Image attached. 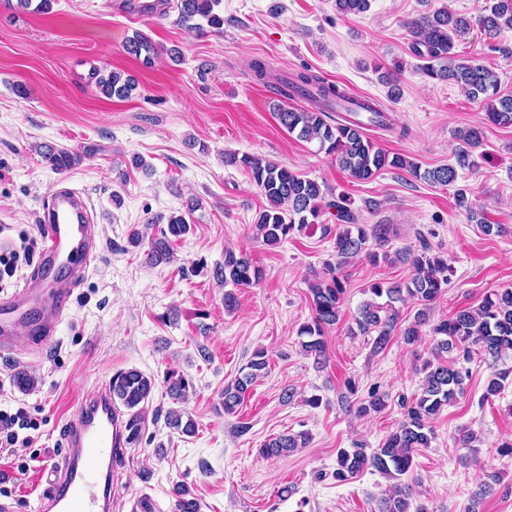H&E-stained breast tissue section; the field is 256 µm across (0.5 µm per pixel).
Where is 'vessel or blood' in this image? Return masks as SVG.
Wrapping results in <instances>:
<instances>
[{
	"instance_id": "obj_1",
	"label": "vessel or blood",
	"mask_w": 512,
	"mask_h": 512,
	"mask_svg": "<svg viewBox=\"0 0 512 512\" xmlns=\"http://www.w3.org/2000/svg\"><path fill=\"white\" fill-rule=\"evenodd\" d=\"M120 15L137 20L163 10L162 0H114ZM43 246L36 278L0 297V349L48 342L69 311L75 272H87L99 258L89 200L63 187L43 218ZM126 448L124 419L107 388L84 396L67 425L62 462L45 465L36 512H112V468Z\"/></svg>"
}]
</instances>
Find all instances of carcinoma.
I'll list each match as a JSON object with an SVG mask.
<instances>
[{
	"mask_svg": "<svg viewBox=\"0 0 512 512\" xmlns=\"http://www.w3.org/2000/svg\"><path fill=\"white\" fill-rule=\"evenodd\" d=\"M221 0H180L179 21L189 29L199 25L193 20L200 18L211 28L219 29L224 25V17L218 12ZM336 10L342 14L364 13L370 8V0H335ZM478 24L489 35L497 34L502 27L512 28V0H488ZM471 26L467 18L458 17L443 9L423 16L410 23L412 54L424 61L422 73L431 78L451 81L458 85L465 95L484 104L488 120L495 125H512V97L499 95V79L496 72L471 60L457 58L452 53L454 36L466 32ZM128 54L143 58L145 64H152L158 49L146 37L138 34L125 46ZM280 92L291 99L293 95H304L314 99L311 107H282L276 113L282 127L298 138L317 141L320 149L336 156L340 168L357 180H367L385 168H413L414 164L399 154L391 155L376 144L364 132V125L350 119H338L328 122L329 116L321 104L344 97V92L335 84H330L315 75L299 74L294 79H279ZM99 91L107 96L126 98L135 87L134 82L122 79L118 72H110L96 81ZM461 139L465 147L459 149L455 163L442 165L423 173V178L442 186H453L458 179V170L475 166L473 149L481 144V133L469 129ZM43 161L52 169L61 172L81 162V156L66 149H57L48 145L41 146ZM228 166H240L246 169L251 180L264 194L269 208L263 210L257 219V235L268 246L280 244L294 231L316 223L322 212L321 202L324 193L321 185L311 179L303 178L274 162L236 154L224 158ZM455 205L468 210L485 232L492 229L502 231L501 225L487 223L483 213L476 212L468 202L465 192L458 189L454 193ZM327 207L336 210L340 221L336 233V262L326 264V276L309 283L312 298V321L298 330L302 351L319 360L326 354L323 340L324 329L337 323L340 316V304L345 286L337 275V269L348 259L357 256L366 249L369 239L378 245H384L388 228L384 224H375L368 228L358 223V217L350 207V200L340 195L327 203ZM190 231V224L182 215H171L161 237L150 241L147 253L148 262L159 266L171 261L166 238L181 237ZM410 262L415 270L411 279L403 284L374 282L367 288L372 300L365 302L355 317L360 334L369 336L376 333L374 348L383 349L395 328L398 311L396 304L408 298L420 302L413 324L403 331L406 343L413 344L420 338V327L427 320V306L434 302L448 286V263L441 257L430 253L428 247L412 255ZM214 278L224 285L233 287L251 286L259 282L261 271L251 260L232 251L224 254V264L215 267ZM436 355L457 352L467 361L471 347L477 346L493 359L505 351H512V289L491 293L483 298L475 308L460 310L455 316L442 320L432 327ZM267 353L263 349L254 351L245 366V372L233 383L224 387L222 406L224 413L232 414L242 403L246 392L258 377L267 369ZM425 376L421 392L411 400H402L403 419L395 432L388 436L380 448L372 453L363 447L341 450L337 454L334 476L338 481H346L360 472L373 468L388 478L397 479L408 473L413 466V458L420 448L430 446L434 432L430 421L452 402L460 392L463 376L459 369L446 361L424 365ZM165 383L170 398L182 401L187 397L192 382L177 370H169ZM112 398L115 403L129 411L126 419L127 444L141 443L142 408L151 397L155 379L137 370L130 369L112 376ZM166 426L178 433L192 435L196 432L195 422L184 418V413L170 409L166 413ZM307 432L281 434L260 448L267 458L286 457L309 443ZM175 512H200V503L183 486L176 488ZM379 512H409L408 493L402 487H395L389 497L381 500Z\"/></svg>",
	"mask_w": 512,
	"mask_h": 512,
	"instance_id": "carcinoma-1",
	"label": "carcinoma"
}]
</instances>
